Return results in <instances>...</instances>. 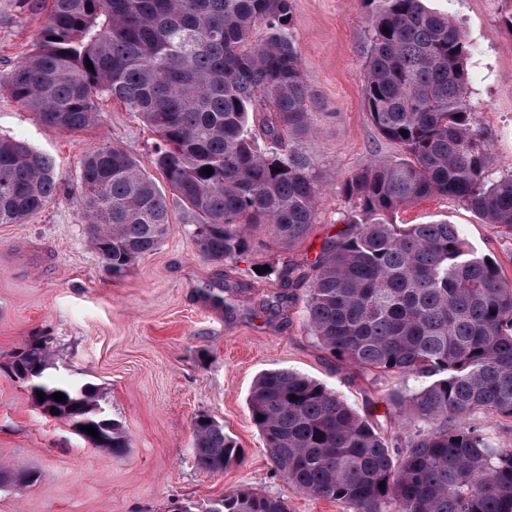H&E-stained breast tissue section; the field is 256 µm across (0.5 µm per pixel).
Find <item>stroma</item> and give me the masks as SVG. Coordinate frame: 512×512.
<instances>
[{
	"label": "stroma",
	"instance_id": "35a3bbf8",
	"mask_svg": "<svg viewBox=\"0 0 512 512\" xmlns=\"http://www.w3.org/2000/svg\"><path fill=\"white\" fill-rule=\"evenodd\" d=\"M451 16L470 47L467 98L490 152L492 178L512 173V0H427ZM363 0H292V33L316 99L317 130L305 148L321 183L317 217L298 244L282 247L252 230L237 260L215 263L197 250L192 215L171 202L166 238L125 273L107 271L88 242L81 214L84 155L108 143L133 157L157 184L159 138L135 112L103 101L80 131L43 124L0 91V137L26 141L54 161L58 192L21 224H0V512H174L247 486L281 497L288 512H350L314 498L271 468L247 398L257 377L289 369L323 383L373 421L396 392L424 376L348 369L312 336L302 300L282 311L264 303L279 291L277 271L310 266L343 230L352 210L344 180L375 161L400 158L373 126L363 97L370 30ZM46 12L33 0H0V81L33 51ZM400 224H454L466 245L491 257L512 280V238L446 196L407 207ZM268 266L272 273L259 276ZM232 289L227 305L215 304ZM50 337L54 376L95 385L99 405L119 421L129 446L116 456L91 448L64 420L44 413L11 370L29 336ZM201 413L224 426L240 449L223 471L195 462L192 423Z\"/></svg>",
	"mask_w": 512,
	"mask_h": 512
}]
</instances>
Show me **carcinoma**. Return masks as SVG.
Segmentation results:
<instances>
[{
    "label": "carcinoma",
    "instance_id": "cac0c4a2",
    "mask_svg": "<svg viewBox=\"0 0 512 512\" xmlns=\"http://www.w3.org/2000/svg\"><path fill=\"white\" fill-rule=\"evenodd\" d=\"M364 2L365 106L403 157L345 180L354 206L346 228L311 270L277 274L271 305H288L301 288L307 325L336 360L430 381L390 399L399 434L389 438L335 391L288 369L261 374L248 408L274 472L313 497L353 512H512V448H488L471 423L476 414L512 419V280L469 249L454 225L394 221L407 206L448 196L512 238V174L488 173L489 148L466 99L469 46L457 22L424 0ZM34 7L47 10L36 50L0 83L15 101L68 130L90 125L104 98L140 113L160 138L155 164L168 191L194 218L193 242L214 262L246 253L252 228L270 229L284 246L304 238L315 223L319 180L302 144L315 134L317 113L291 32V0H36ZM259 25L266 34L255 42ZM207 167L209 176L201 174ZM80 189L89 242L112 274L166 238L168 191L122 149L102 144L87 153ZM56 192L46 155L0 138V224L25 222ZM51 356L43 336L15 353L14 374L33 402L47 414L59 410L93 448L123 454L126 436L104 415L94 386L48 379ZM56 392L66 401L54 400ZM416 421L427 428L407 431ZM193 437L203 468L222 471L238 459L210 415L195 418ZM185 512L287 508L240 487Z\"/></svg>",
    "mask_w": 512,
    "mask_h": 512
}]
</instances>
